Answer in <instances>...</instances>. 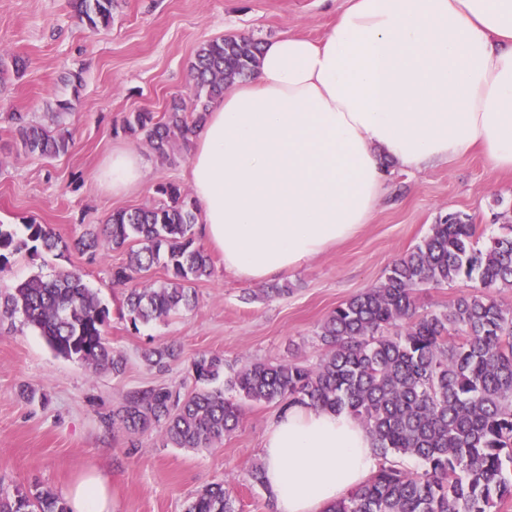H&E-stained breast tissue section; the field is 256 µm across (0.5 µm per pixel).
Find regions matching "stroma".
Returning a JSON list of instances; mask_svg holds the SVG:
<instances>
[{
	"mask_svg": "<svg viewBox=\"0 0 512 512\" xmlns=\"http://www.w3.org/2000/svg\"><path fill=\"white\" fill-rule=\"evenodd\" d=\"M346 0H118L111 24L93 31L80 23L72 0H0V60H24L22 77L0 85V224L49 225L76 238L103 225L112 211L159 204L158 185L186 186L188 160L161 163L145 140L125 134L129 113L163 114L172 98L191 94L188 64L213 38L243 34L266 42L283 33L324 37ZM80 82H73V75ZM69 151L55 159L24 154L10 132L9 113L45 120L59 101ZM144 155L149 177L116 198L97 181L118 147ZM456 213L485 232L512 224V174L470 154L407 173L387 171V190L367 224L350 240L289 271L276 284L288 294L269 297L240 280L213 254L214 273L195 282L190 311L132 329L121 319L122 290L111 269L127 250L96 258L75 252L15 255L0 275L11 288L35 275L80 272L111 317L107 339L125 358L123 374L89 369L53 351L22 317L0 321V488L49 489L63 494L88 467L112 480L114 512H185L204 486L221 482L239 512H274L250 471L260 461L275 403H250L239 428L212 448L164 446L160 430L130 435L109 420L128 392L167 386L188 391L189 370L202 352L231 366L248 361L316 363L319 327L337 305L378 284L387 268L416 246L431 225ZM174 346L163 369L143 360L145 349Z\"/></svg>",
	"mask_w": 512,
	"mask_h": 512,
	"instance_id": "1",
	"label": "stroma"
}]
</instances>
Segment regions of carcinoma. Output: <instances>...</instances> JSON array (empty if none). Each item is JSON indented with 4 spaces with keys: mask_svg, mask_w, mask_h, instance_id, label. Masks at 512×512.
<instances>
[{
    "mask_svg": "<svg viewBox=\"0 0 512 512\" xmlns=\"http://www.w3.org/2000/svg\"><path fill=\"white\" fill-rule=\"evenodd\" d=\"M115 0H75L78 19L91 29L112 21ZM260 43L227 35L202 43L189 70L192 98H173L167 112H131L123 130L144 137L161 163L173 164L188 150L190 134L204 121L224 87L256 68ZM52 125L13 113V136L26 154L55 158L68 151L71 135L62 127L65 101ZM164 200L152 207L117 209L105 228H87L64 238L47 224L24 225L20 236L0 224V273L10 259L39 249L95 255L101 249L130 248L129 261L112 267L123 289L121 317L133 327L194 307L192 284L213 274V262L195 245L194 200L175 184L157 188ZM474 240L476 225L450 215L431 226L411 251L396 260L377 285L351 297L323 321L322 353L306 366L292 360L249 362L225 377V390L210 387L224 372V357L198 354L191 363L195 390L170 387L129 392L112 413V426L128 433L160 428L174 448H208L239 426L243 403H276L346 410L357 417L381 458L358 489L326 512H492L512 499V308L493 297L512 288V225ZM137 248H131V245ZM161 266L169 279L145 284ZM465 277L477 284L446 312L420 313L415 293ZM23 316L59 355L94 371L122 372L124 358L112 351L106 328L110 310L76 271L50 278L35 275L0 291V320ZM176 357L171 346L144 351V361L164 368ZM232 392L228 396L224 391ZM390 455L411 456L424 469L408 472ZM0 512H70L50 490L0 489ZM186 512H237L223 483L196 493Z\"/></svg>",
    "mask_w": 512,
    "mask_h": 512,
    "instance_id": "cac0c4a2",
    "label": "carcinoma"
}]
</instances>
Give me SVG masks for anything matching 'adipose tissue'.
<instances>
[{
    "instance_id": "adipose-tissue-1",
    "label": "adipose tissue",
    "mask_w": 512,
    "mask_h": 512,
    "mask_svg": "<svg viewBox=\"0 0 512 512\" xmlns=\"http://www.w3.org/2000/svg\"><path fill=\"white\" fill-rule=\"evenodd\" d=\"M199 230L224 266L260 285L353 237L386 184L481 151L512 173V0H348L320 41L283 34L224 90L191 137ZM145 177L133 147L98 174L121 196ZM275 512H325L380 459L346 411L295 406L261 450ZM97 468L65 491L71 512H112Z\"/></svg>"
}]
</instances>
